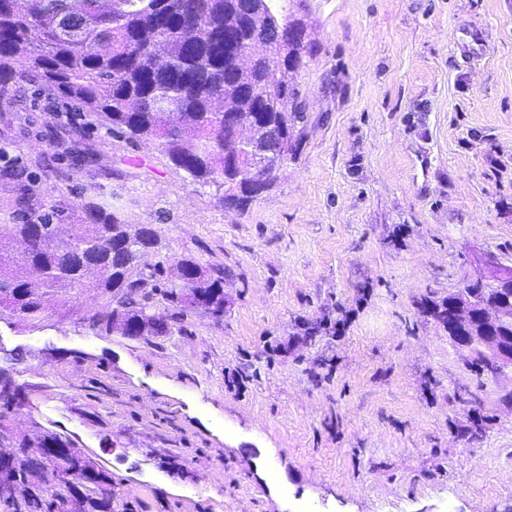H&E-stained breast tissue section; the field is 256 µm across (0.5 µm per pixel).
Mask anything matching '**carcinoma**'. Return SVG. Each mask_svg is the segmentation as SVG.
<instances>
[{"mask_svg": "<svg viewBox=\"0 0 512 512\" xmlns=\"http://www.w3.org/2000/svg\"><path fill=\"white\" fill-rule=\"evenodd\" d=\"M0 0V85L7 84L17 60L59 98L77 106L90 121L129 144L150 141L168 163L194 185L216 188L223 205L245 212L258 197L249 185L246 160L224 172V112L214 104L238 98L240 119L256 141L276 131L286 142L278 167L294 159L304 134L306 113L292 74L307 65L311 48L288 39L291 0H265L262 15L276 24L278 41L248 79L235 73L232 46L255 37L254 24L224 22V0ZM0 180L15 188L18 224H0L25 255L17 266L0 252V320L35 327L49 302L95 291L107 297L102 311L82 317L95 335L115 331L134 339L172 332L175 315L195 311L224 315V265L204 263L187 253L169 264L143 263L159 252L154 230L130 224L122 207L108 198L84 201L77 223L58 237L59 211L33 204L42 190L26 166L0 167ZM475 306L492 299L512 302V290L491 282L469 288ZM450 340L481 326L454 325L441 315ZM27 449L11 466L16 483L30 471L52 467L50 456L33 448H70L52 432H38L19 444ZM110 479L91 469L67 495L44 502L34 496L14 512H112L103 493Z\"/></svg>", "mask_w": 512, "mask_h": 512, "instance_id": "1", "label": "carcinoma"}]
</instances>
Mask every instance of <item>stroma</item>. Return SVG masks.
<instances>
[{"instance_id":"obj_1","label":"stroma","mask_w":512,"mask_h":512,"mask_svg":"<svg viewBox=\"0 0 512 512\" xmlns=\"http://www.w3.org/2000/svg\"><path fill=\"white\" fill-rule=\"evenodd\" d=\"M296 158L242 214L154 144L114 142L24 73L0 147L46 206L110 197L163 250L224 266V316L96 336L87 293L0 322L25 406L112 477V512H512V369L479 376L427 304L512 265V0H303ZM485 31L480 59L462 29ZM91 165L73 170V153Z\"/></svg>"}]
</instances>
